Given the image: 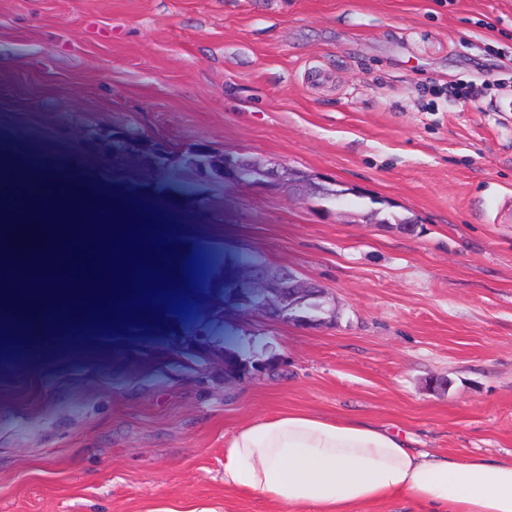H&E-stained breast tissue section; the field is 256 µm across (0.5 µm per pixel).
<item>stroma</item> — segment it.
Here are the masks:
<instances>
[{"instance_id":"35a3bbf8","label":"stroma","mask_w":512,"mask_h":512,"mask_svg":"<svg viewBox=\"0 0 512 512\" xmlns=\"http://www.w3.org/2000/svg\"><path fill=\"white\" fill-rule=\"evenodd\" d=\"M510 82L512 0H0V146L173 194L207 272L176 330L0 358V512H286L225 487L224 443L288 409L511 460ZM256 261L324 323L254 313ZM224 179H231L237 182H247L261 184L271 189H279L288 186V191L292 193H326L334 197L336 203L343 195L350 193L349 189H329L323 185L317 184L308 175L298 170H283L264 168L258 164L224 157ZM346 190V191H344Z\"/></svg>"}]
</instances>
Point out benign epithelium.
Returning a JSON list of instances; mask_svg holds the SVG:
<instances>
[{
  "mask_svg": "<svg viewBox=\"0 0 512 512\" xmlns=\"http://www.w3.org/2000/svg\"><path fill=\"white\" fill-rule=\"evenodd\" d=\"M224 178L237 182L261 184L271 189L284 186L292 193H322L336 199L346 194L342 189H329L298 170L264 168L258 164L224 159ZM260 286L257 291L259 306L263 313L278 321L312 325L317 318L310 311L319 309L313 300L325 296L317 285L306 282L287 271H265L258 274Z\"/></svg>",
  "mask_w": 512,
  "mask_h": 512,
  "instance_id": "1",
  "label": "benign epithelium"
}]
</instances>
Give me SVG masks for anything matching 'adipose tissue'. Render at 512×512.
<instances>
[{
  "instance_id": "adipose-tissue-1",
  "label": "adipose tissue",
  "mask_w": 512,
  "mask_h": 512,
  "mask_svg": "<svg viewBox=\"0 0 512 512\" xmlns=\"http://www.w3.org/2000/svg\"><path fill=\"white\" fill-rule=\"evenodd\" d=\"M224 484L289 512L387 500L423 512H512V460L423 450L399 429L301 410L240 427L224 444Z\"/></svg>"
}]
</instances>
